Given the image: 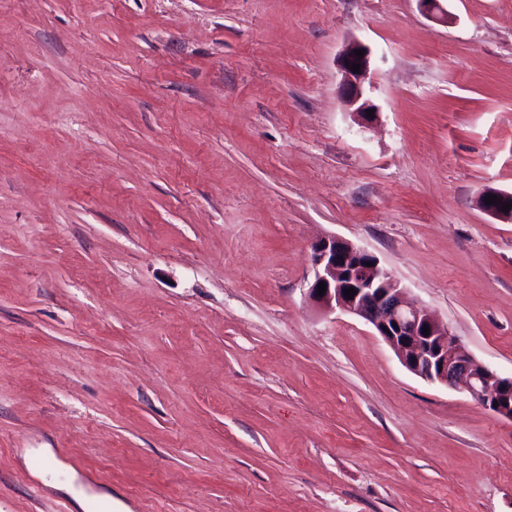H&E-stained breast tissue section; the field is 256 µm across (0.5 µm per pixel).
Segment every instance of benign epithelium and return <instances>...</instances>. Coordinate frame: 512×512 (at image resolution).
<instances>
[{
	"instance_id": "benign-epithelium-1",
	"label": "benign epithelium",
	"mask_w": 512,
	"mask_h": 512,
	"mask_svg": "<svg viewBox=\"0 0 512 512\" xmlns=\"http://www.w3.org/2000/svg\"><path fill=\"white\" fill-rule=\"evenodd\" d=\"M420 9L430 18L448 22V12L440 0H417ZM363 50L359 58L355 51ZM360 65L355 73L351 65ZM341 86L345 102L354 107L359 121L369 123L373 105L364 99V83L370 77V50L365 45L349 44L340 56ZM493 194L499 202L488 205L486 196ZM479 206L491 215L512 222V193L487 189L478 200ZM312 280L306 288L307 300L322 312L351 314L371 325L414 375L468 394L493 413L512 420V376L503 377L483 362L449 332L448 326L429 311L407 301L404 288L380 260L369 251L340 237L327 235L311 249ZM326 284L324 295L317 294L319 283ZM356 294L349 298L345 290ZM429 327V334L423 328Z\"/></svg>"
}]
</instances>
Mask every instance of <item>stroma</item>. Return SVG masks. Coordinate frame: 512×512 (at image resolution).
<instances>
[{"label": "stroma", "instance_id": "stroma-1", "mask_svg": "<svg viewBox=\"0 0 512 512\" xmlns=\"http://www.w3.org/2000/svg\"><path fill=\"white\" fill-rule=\"evenodd\" d=\"M442 6L0 0V512H512V421L305 296L347 239L512 376V0ZM356 50H365L362 58L355 56ZM346 62H349V66H346ZM352 64H360V71L354 73L351 70ZM339 67L346 104L352 107L357 105L353 112L361 123L371 122L376 112L367 114V110L373 109V105L367 99H364V83L369 79L371 70L370 50L358 42L349 44L340 56ZM490 194L497 196V203H494V205H487L485 202L486 195ZM498 200H502V203H498ZM478 203L484 211L490 213L491 215L504 221H508L510 223L512 222V193L502 192L489 188L481 194ZM502 204H511L510 210L502 211Z\"/></svg>", "mask_w": 512, "mask_h": 512}]
</instances>
